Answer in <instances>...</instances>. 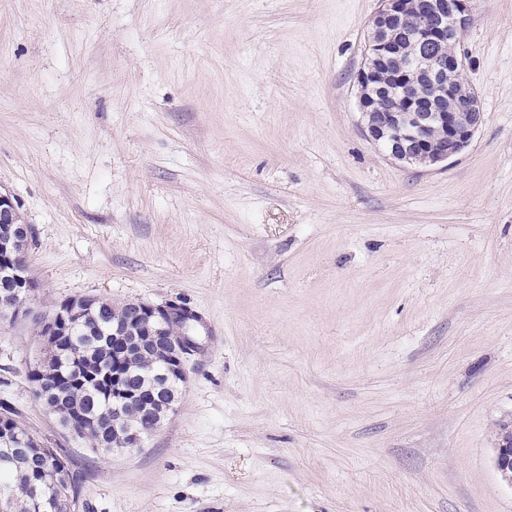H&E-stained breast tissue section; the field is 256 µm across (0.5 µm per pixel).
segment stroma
<instances>
[{"mask_svg":"<svg viewBox=\"0 0 512 512\" xmlns=\"http://www.w3.org/2000/svg\"><path fill=\"white\" fill-rule=\"evenodd\" d=\"M379 0H0V189L34 230L0 399L72 512H512V0L457 51L484 121L447 167L369 143ZM187 303L174 414L109 454L28 374L80 295ZM91 298L83 296H75L62 303L54 314L45 317L42 321V344L48 353H56L58 339L63 336L72 326L70 319L78 314V311ZM69 332V331H68ZM506 445L507 448L502 447ZM502 446L495 448L494 455V467L498 474L500 473L502 480L512 488V476H507L508 470H512V432L508 434L502 440Z\"/></svg>","mask_w":512,"mask_h":512,"instance_id":"1","label":"stroma"}]
</instances>
